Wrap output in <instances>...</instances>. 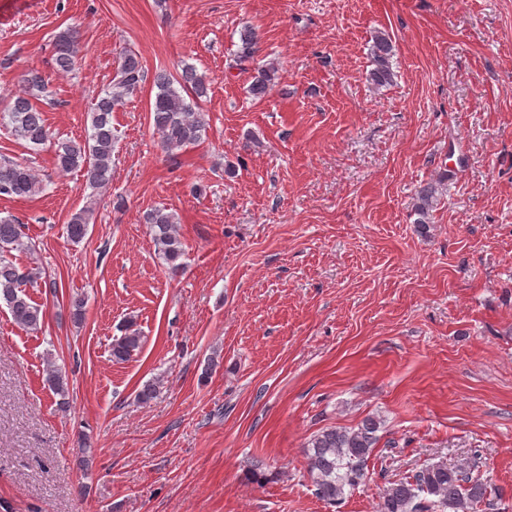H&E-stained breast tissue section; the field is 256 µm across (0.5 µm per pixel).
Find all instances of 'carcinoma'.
I'll use <instances>...</instances> for the list:
<instances>
[{"label":"carcinoma","instance_id":"carcinoma-1","mask_svg":"<svg viewBox=\"0 0 512 512\" xmlns=\"http://www.w3.org/2000/svg\"><path fill=\"white\" fill-rule=\"evenodd\" d=\"M259 36L250 26L240 32L237 62H251L258 51ZM81 51L79 32L68 27L59 31L53 41V64L58 71L74 68ZM370 80L376 86L394 82L392 67L394 46L388 33L379 31L373 37ZM279 79V68L267 63L256 69L250 92L256 98L265 97ZM146 80L145 69L138 55L124 54L112 87L99 95L91 108L90 133L82 140L53 135L38 106L46 90L45 78L37 69L24 71L19 89L7 98L6 111L0 121L11 128L12 134L33 147L49 146L55 168L61 172L79 169L85 182L94 191L112 181V152L115 135L112 112L124 99L137 91ZM156 92L150 100V114L163 150L174 156L199 143L209 128L206 113L196 108L198 100L207 95L206 75L191 65H185L176 78L159 73L154 79ZM43 191L42 180L24 160H0V196L31 199ZM437 202V188L429 183L417 195L415 211L419 224L430 223V212ZM159 258L168 272L178 274L183 269L185 254L177 229L178 217L172 212L154 210L147 215ZM90 211L82 208L73 213L66 224V234L73 242L82 241L89 230ZM35 244L24 239L21 225L10 217L0 218V303L6 305L14 323L22 330L37 332L44 323L45 311L26 294V288L41 279L38 267H23L13 261V252H32ZM134 323L125 325L124 333L112 341V360L128 361L141 348L140 333ZM45 383L59 397L61 407L69 405V384L65 372L49 359ZM382 421L374 416L365 418L354 428L327 427L307 442L308 475L315 494L334 504L346 489H355L367 479V461L379 442ZM498 492L489 480L474 476L464 466H450L440 460L423 465L414 474L383 487L379 494L378 512H496Z\"/></svg>","mask_w":512,"mask_h":512}]
</instances>
